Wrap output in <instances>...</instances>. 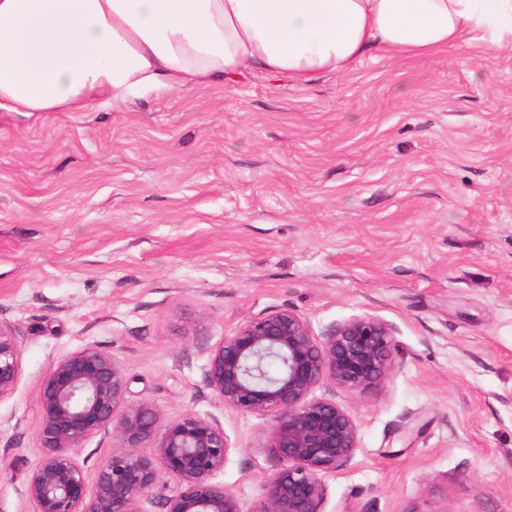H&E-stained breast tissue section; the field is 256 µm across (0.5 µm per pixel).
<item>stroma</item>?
I'll return each mask as SVG.
<instances>
[{"mask_svg": "<svg viewBox=\"0 0 512 512\" xmlns=\"http://www.w3.org/2000/svg\"><path fill=\"white\" fill-rule=\"evenodd\" d=\"M280 308L318 337L392 328L377 390L313 391L359 437L323 512H512V51L0 112V323L21 345L0 512H32L37 384L83 346L123 364L130 403L223 425L218 479L250 507L278 466L269 421L214 398L204 349Z\"/></svg>", "mask_w": 512, "mask_h": 512, "instance_id": "35a3bbf8", "label": "stroma"}]
</instances>
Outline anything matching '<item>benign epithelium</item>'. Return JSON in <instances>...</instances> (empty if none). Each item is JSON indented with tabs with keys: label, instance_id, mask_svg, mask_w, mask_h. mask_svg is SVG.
<instances>
[{
	"label": "benign epithelium",
	"instance_id": "1",
	"mask_svg": "<svg viewBox=\"0 0 512 512\" xmlns=\"http://www.w3.org/2000/svg\"><path fill=\"white\" fill-rule=\"evenodd\" d=\"M20 344L0 324V402L21 377ZM205 382L225 407L268 417L267 447L279 467L261 481L249 510L217 481L232 446L209 416L185 413L163 423L147 402L129 403L124 366L93 346L53 361L37 389L42 454L23 495L34 512H143L163 485L165 512H322L325 478L359 448L354 419L335 402L314 398L325 379L360 393L392 370L391 327L368 315L335 324L318 337L296 312L250 318L206 348ZM112 435L93 489L78 460L83 443Z\"/></svg>",
	"mask_w": 512,
	"mask_h": 512
}]
</instances>
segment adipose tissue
I'll use <instances>...</instances> for the list:
<instances>
[{"instance_id":"adipose-tissue-1","label":"adipose tissue","mask_w":512,"mask_h":512,"mask_svg":"<svg viewBox=\"0 0 512 512\" xmlns=\"http://www.w3.org/2000/svg\"><path fill=\"white\" fill-rule=\"evenodd\" d=\"M512 49V0H0V111L89 112L249 67L295 85L370 50Z\"/></svg>"}]
</instances>
